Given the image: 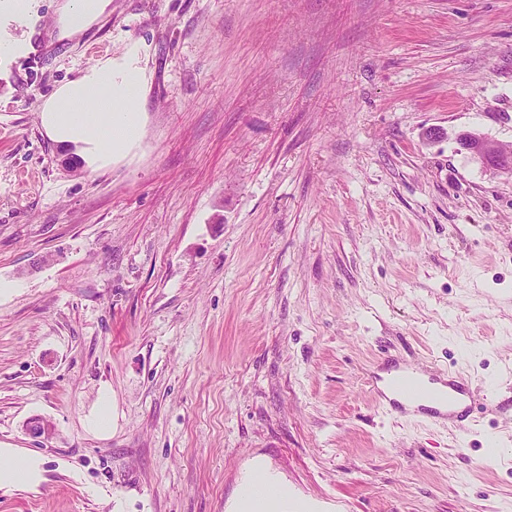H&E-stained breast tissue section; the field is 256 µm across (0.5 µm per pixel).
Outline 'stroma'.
<instances>
[{
	"instance_id": "obj_1",
	"label": "stroma",
	"mask_w": 512,
	"mask_h": 512,
	"mask_svg": "<svg viewBox=\"0 0 512 512\" xmlns=\"http://www.w3.org/2000/svg\"><path fill=\"white\" fill-rule=\"evenodd\" d=\"M62 2L0 15V449L43 461L0 512H234L259 475L288 512H512L511 411L370 379L512 403V179L457 142L512 144V0H111L67 38ZM132 46L139 143L57 144L47 100ZM417 378L402 369L388 377H376L373 391L383 408L405 417L425 416L465 431L473 418L478 396L461 377H441L428 371ZM386 402V405L384 403Z\"/></svg>"
}]
</instances>
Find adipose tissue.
Listing matches in <instances>:
<instances>
[{
    "label": "adipose tissue",
    "mask_w": 512,
    "mask_h": 512,
    "mask_svg": "<svg viewBox=\"0 0 512 512\" xmlns=\"http://www.w3.org/2000/svg\"><path fill=\"white\" fill-rule=\"evenodd\" d=\"M145 81L139 50L131 48L121 62H104L57 91L45 105L43 124L55 141L89 145L109 162L139 138Z\"/></svg>",
    "instance_id": "adipose-tissue-1"
}]
</instances>
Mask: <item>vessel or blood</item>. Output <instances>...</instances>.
Masks as SVG:
<instances>
[{"label": "vessel or blood", "instance_id": "b4317fda", "mask_svg": "<svg viewBox=\"0 0 512 512\" xmlns=\"http://www.w3.org/2000/svg\"><path fill=\"white\" fill-rule=\"evenodd\" d=\"M373 391L388 411L405 417L424 416L460 431L471 423L474 404H481L487 411L494 408L493 403L479 402L468 383L456 375L441 377L427 372L417 378L410 370L402 369L376 378Z\"/></svg>", "mask_w": 512, "mask_h": 512}]
</instances>
